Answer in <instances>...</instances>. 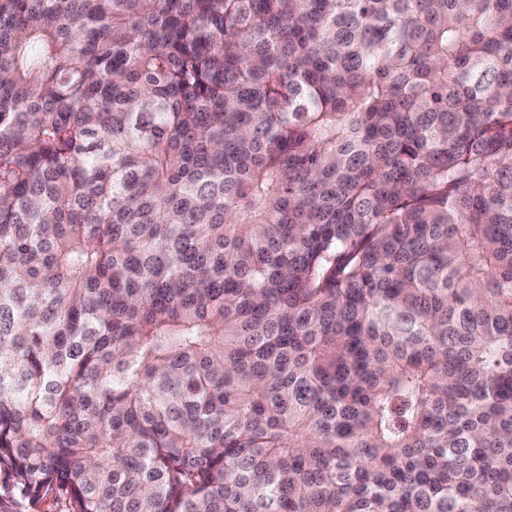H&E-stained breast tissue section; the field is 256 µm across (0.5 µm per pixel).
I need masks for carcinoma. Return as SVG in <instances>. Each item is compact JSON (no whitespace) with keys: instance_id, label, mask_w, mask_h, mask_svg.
I'll list each match as a JSON object with an SVG mask.
<instances>
[{"instance_id":"obj_1","label":"carcinoma","mask_w":512,"mask_h":512,"mask_svg":"<svg viewBox=\"0 0 512 512\" xmlns=\"http://www.w3.org/2000/svg\"><path fill=\"white\" fill-rule=\"evenodd\" d=\"M512 512V0H0V491Z\"/></svg>"}]
</instances>
